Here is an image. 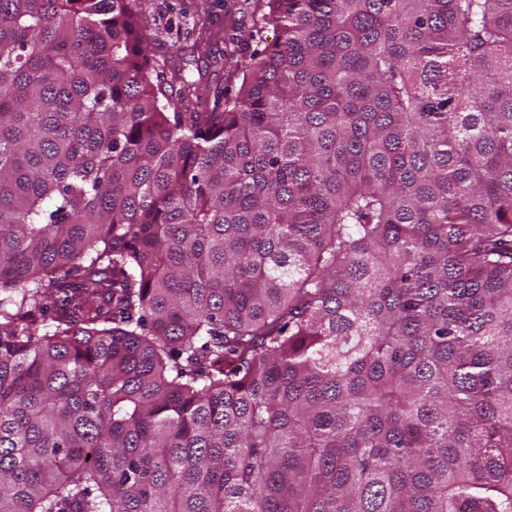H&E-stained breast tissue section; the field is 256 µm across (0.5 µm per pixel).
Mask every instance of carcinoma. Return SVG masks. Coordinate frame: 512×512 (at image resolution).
<instances>
[{"instance_id":"obj_1","label":"carcinoma","mask_w":512,"mask_h":512,"mask_svg":"<svg viewBox=\"0 0 512 512\" xmlns=\"http://www.w3.org/2000/svg\"><path fill=\"white\" fill-rule=\"evenodd\" d=\"M252 7L0 0V512H512V0ZM141 0L143 12L157 38L152 54L162 58L176 47L190 45L194 24L206 19L214 25L224 22V0ZM203 7H207L205 13Z\"/></svg>"}]
</instances>
